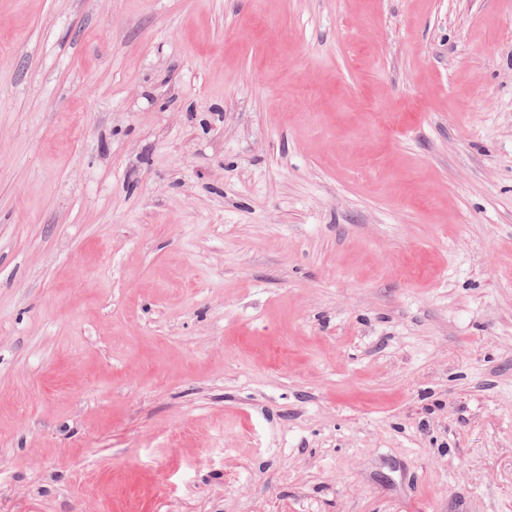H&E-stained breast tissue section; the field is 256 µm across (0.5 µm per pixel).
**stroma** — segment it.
I'll return each mask as SVG.
<instances>
[{
	"label": "stroma",
	"mask_w": 512,
	"mask_h": 512,
	"mask_svg": "<svg viewBox=\"0 0 512 512\" xmlns=\"http://www.w3.org/2000/svg\"><path fill=\"white\" fill-rule=\"evenodd\" d=\"M0 512H512V0H0Z\"/></svg>",
	"instance_id": "obj_1"
}]
</instances>
